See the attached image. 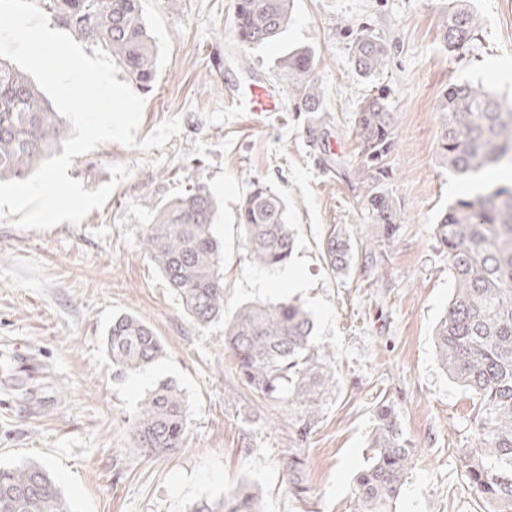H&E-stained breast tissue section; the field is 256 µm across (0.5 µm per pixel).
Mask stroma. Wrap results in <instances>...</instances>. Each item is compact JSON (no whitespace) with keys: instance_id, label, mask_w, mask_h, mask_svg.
Listing matches in <instances>:
<instances>
[{"instance_id":"1","label":"stroma","mask_w":512,"mask_h":512,"mask_svg":"<svg viewBox=\"0 0 512 512\" xmlns=\"http://www.w3.org/2000/svg\"><path fill=\"white\" fill-rule=\"evenodd\" d=\"M448 3L292 0L287 31L247 51L233 33L236 0H142L159 70L136 137L172 117L181 132L161 149L106 142L74 157L68 175L89 191L111 181V166L133 169L81 225L22 230L0 216V356L8 358L0 366V464L45 463L71 512H189L241 484L259 490L263 512H349L374 410L387 400L417 450L395 512H477L460 462L472 443V395L449 380L434 345L453 280L433 224L464 187L437 162L436 105L460 82L512 102V74L492 73L494 64H512V0H468L479 28L454 52L440 35ZM363 30L389 47L387 65L367 79L350 62ZM294 49L317 60L330 115L320 146L306 137L307 113L288 105L259 115L236 101L239 88L257 81L288 94L280 60ZM381 92L398 119L386 189L401 222L376 248L357 176L356 115ZM253 179L287 203L295 246L286 270L254 265L239 242L237 208ZM196 188L214 197V230L224 243V316L205 328L184 314L142 244L159 208ZM339 225L358 252L343 275L327 268L322 252ZM286 271L300 287H277ZM284 299L311 312L313 341L336 374L303 436L298 405L257 399L223 344L224 321L239 305ZM124 314L149 323L164 354L118 376L104 337ZM164 380L184 394L185 442L148 455L129 420ZM292 448L306 461L301 500L283 470Z\"/></svg>"}]
</instances>
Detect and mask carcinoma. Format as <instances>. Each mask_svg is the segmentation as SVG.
<instances>
[{
	"mask_svg": "<svg viewBox=\"0 0 512 512\" xmlns=\"http://www.w3.org/2000/svg\"><path fill=\"white\" fill-rule=\"evenodd\" d=\"M58 20L76 36L104 49L140 88L151 91L158 72L154 39L141 0H52ZM467 0H456L442 25L445 48L473 39L477 16ZM291 21L290 0H236L234 34L244 47L277 39ZM387 46L367 33L351 45V64L363 78L385 65ZM288 73L293 109L311 114L309 141L317 144L329 120L324 110L314 55L294 50L280 60ZM440 114L436 153L448 172L467 179L473 192L441 211L433 227L448 257L454 291L435 331V346L448 377L468 390L476 403L471 426L477 445L465 452L468 487L491 512H512V182L487 185L490 166L512 168V104L482 86L453 84L437 103ZM361 151L358 173L364 208L386 244L398 229L399 214L386 183L388 157L396 147L397 116L383 97L364 104L356 116ZM68 136L27 73L0 59V180H24L51 157ZM216 204L198 189L165 203L147 225L143 246L185 313L199 327L224 316V246L213 231ZM242 246L252 262L275 269L294 247L287 205L258 180L250 183L237 210ZM333 271L349 270L353 244L349 232L335 228L323 244ZM311 314L287 299L275 304L242 305L224 325V349L233 357L242 382L259 399H286L300 406L303 429L315 416L316 397L336 386V376L316 352ZM106 349L115 374L150 367L163 353L153 328L135 316L112 320ZM130 427L138 447L163 454L182 447L186 401L172 381H163L140 402ZM415 449L387 401L375 409L365 467L356 475L352 512H393ZM305 460L288 451L287 477L295 495L307 492ZM0 512H70L47 466L27 462L0 466ZM190 512H259L258 498L243 487L218 500H202Z\"/></svg>",
	"mask_w": 512,
	"mask_h": 512,
	"instance_id": "cac0c4a2",
	"label": "carcinoma"
}]
</instances>
